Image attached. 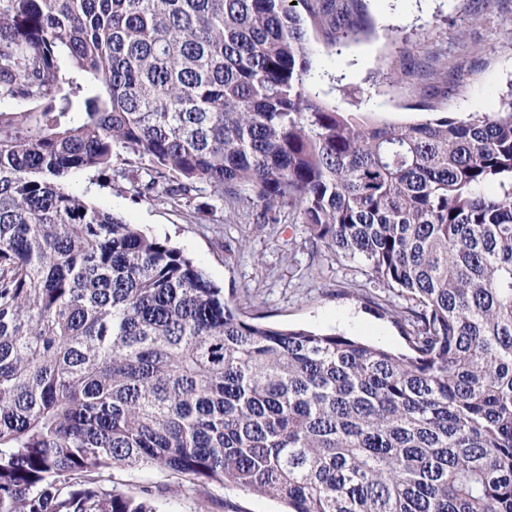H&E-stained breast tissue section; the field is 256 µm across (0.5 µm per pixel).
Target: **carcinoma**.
I'll list each match as a JSON object with an SVG mask.
<instances>
[{"instance_id":"cac0c4a2","label":"carcinoma","mask_w":512,"mask_h":512,"mask_svg":"<svg viewBox=\"0 0 512 512\" xmlns=\"http://www.w3.org/2000/svg\"><path fill=\"white\" fill-rule=\"evenodd\" d=\"M294 1L334 46L372 33L362 0H0V99L33 103L0 112V512H159L113 468L286 512H512V88L465 118L341 112ZM91 172L291 210L396 291L409 351L241 319L70 188Z\"/></svg>"}]
</instances>
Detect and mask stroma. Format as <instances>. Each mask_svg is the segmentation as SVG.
<instances>
[{
	"instance_id": "stroma-1",
	"label": "stroma",
	"mask_w": 512,
	"mask_h": 512,
	"mask_svg": "<svg viewBox=\"0 0 512 512\" xmlns=\"http://www.w3.org/2000/svg\"><path fill=\"white\" fill-rule=\"evenodd\" d=\"M372 20L369 38L328 44L320 26L306 22L314 90L326 105L362 110L398 125L441 115L466 117L495 110L512 89V0L486 11L481 0H364ZM441 54L462 65L453 82L402 76ZM74 191L119 214L126 223L181 248L238 302L243 319L284 329L339 333L403 352V328L379 314L361 294L374 288L368 269L326 246L310 251L304 225L293 218L259 225L232 198L216 201L201 188L195 216L182 203L138 196L129 181L81 175ZM113 481L137 494L159 491L160 512H281L277 500L230 486L185 491L184 477L155 469L113 470Z\"/></svg>"
}]
</instances>
